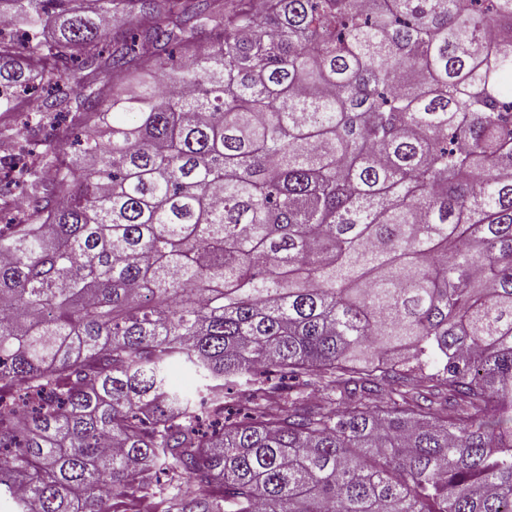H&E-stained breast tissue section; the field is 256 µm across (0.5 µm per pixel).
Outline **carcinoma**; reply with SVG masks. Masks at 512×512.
<instances>
[{"label": "carcinoma", "instance_id": "cac0c4a2", "mask_svg": "<svg viewBox=\"0 0 512 512\" xmlns=\"http://www.w3.org/2000/svg\"><path fill=\"white\" fill-rule=\"evenodd\" d=\"M2 17L53 31L23 61L0 39V112L52 118L0 182L19 512H106L161 469L166 512H512V0ZM32 64L80 71L36 121Z\"/></svg>", "mask_w": 512, "mask_h": 512}]
</instances>
